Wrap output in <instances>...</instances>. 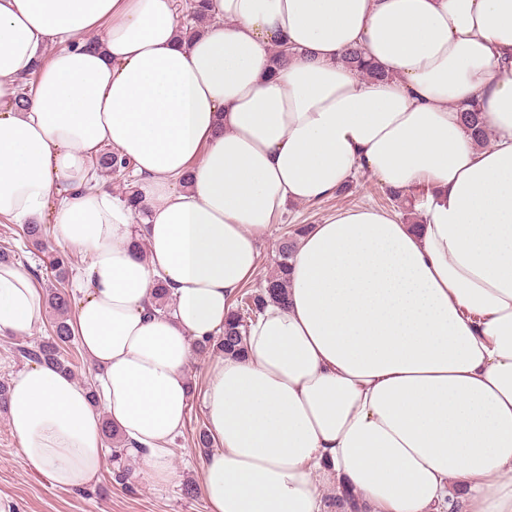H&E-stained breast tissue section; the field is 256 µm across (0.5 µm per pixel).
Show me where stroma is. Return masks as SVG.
<instances>
[{"label": "stroma", "mask_w": 512, "mask_h": 512, "mask_svg": "<svg viewBox=\"0 0 512 512\" xmlns=\"http://www.w3.org/2000/svg\"><path fill=\"white\" fill-rule=\"evenodd\" d=\"M370 203L385 210L406 213L405 199L390 195L376 178L359 173L342 194L313 204H296L281 216L271 238L262 244V260L257 275L265 281L276 268V243L287 227L294 224H318L336 208ZM9 251L11 264L33 273L35 288H44L47 273L42 262L17 239L13 225L0 220V252ZM205 427V415L199 400H192L180 436L172 448L174 477L170 482H155L142 463L128 458L131 469L128 484L114 483L110 468H103L97 482L83 490H62L26 465L6 413L0 411V512H210L204 497L186 498L184 484L201 485L203 451L197 435Z\"/></svg>", "instance_id": "1"}]
</instances>
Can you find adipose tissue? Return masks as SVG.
<instances>
[{"label": "adipose tissue", "mask_w": 512, "mask_h": 512, "mask_svg": "<svg viewBox=\"0 0 512 512\" xmlns=\"http://www.w3.org/2000/svg\"><path fill=\"white\" fill-rule=\"evenodd\" d=\"M0 0V217L50 215L85 254L71 331L89 394L45 364L7 416L26 464L92 486L102 419L159 483L216 336L292 204L355 174L419 216L340 208L297 242L284 296L201 394L211 512H512V0ZM362 49L384 73L342 60ZM30 78L21 88V78ZM25 107H18L19 97ZM478 105L487 142L459 114ZM131 159L145 207L91 179ZM169 311L148 312L156 281ZM44 317L0 264V337ZM342 61L353 67L365 79H376L383 76L377 67L367 63L362 52L357 49L346 52Z\"/></svg>", "instance_id": "1"}]
</instances>
